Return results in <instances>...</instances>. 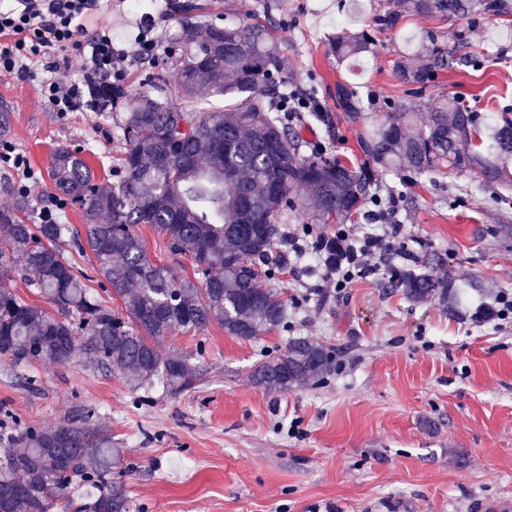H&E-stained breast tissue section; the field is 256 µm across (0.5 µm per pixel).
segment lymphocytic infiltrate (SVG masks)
<instances>
[{"label": "lymphocytic infiltrate", "mask_w": 512, "mask_h": 512, "mask_svg": "<svg viewBox=\"0 0 512 512\" xmlns=\"http://www.w3.org/2000/svg\"><path fill=\"white\" fill-rule=\"evenodd\" d=\"M97 0H15L0 9V73L38 79L44 105L64 115L87 107L85 88L101 78L124 79L126 62L155 54L158 41L150 31L138 33L126 48H115L109 32L86 34L84 20ZM82 59V79L68 81L63 71L70 53ZM398 201L389 198L376 233L353 226L333 232H316L311 241L296 233L288 235V249L296 260L313 255L318 262L319 280L313 289L328 297L341 292L366 271L389 269V256L396 238L405 227L396 215Z\"/></svg>", "instance_id": "obj_1"}]
</instances>
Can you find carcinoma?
I'll use <instances>...</instances> for the list:
<instances>
[{
  "label": "carcinoma",
  "mask_w": 512,
  "mask_h": 512,
  "mask_svg": "<svg viewBox=\"0 0 512 512\" xmlns=\"http://www.w3.org/2000/svg\"><path fill=\"white\" fill-rule=\"evenodd\" d=\"M218 8L212 0H169V16L181 28L177 89L188 99L236 97L234 108L192 113L174 105L165 60L153 63L149 86L138 92L106 79L90 85L94 101L116 110L123 176L100 181L83 152L66 146L53 151L50 183L58 199L82 211L83 234L57 220L34 223L33 190L3 182L15 204L0 208V280L17 269L49 304L26 301L0 283V360L24 371L31 391L41 383L36 367L67 366L84 353V367L118 370L138 389L192 387L201 376L193 355H163L154 340L176 329L200 332L213 322L239 339L280 326L283 301L253 267L244 266V258L269 261L282 213L297 191L313 199L327 221L351 217L369 199V172L324 153L301 156V143L288 126L291 107L272 27L249 18L223 25ZM511 12L509 0H393L373 25L401 30L411 16L453 21ZM371 44L364 29L336 34L329 48L345 61ZM479 66V57L467 51L465 33L448 43L427 30L396 62V71L418 93L445 70ZM338 98L350 120L361 118L365 105L358 91L341 87ZM409 118L410 106H395L389 120L363 138L365 155L417 176L448 167L473 173L482 185L509 189L511 119H502L483 157L472 149L477 112L458 98L442 99L424 128L412 134L404 131ZM140 224L152 225L168 236L172 252L190 257L202 284L153 263L134 231ZM68 247L93 267L121 309L95 292L93 277L65 256ZM397 284L415 301L448 296V287L421 268L400 270ZM335 362L333 351L299 338L258 365L253 377L268 387L289 388L321 378ZM97 414L76 404L58 425L43 428L3 411L0 512H68L74 486L91 488L78 512H122L124 501L112 494V432L89 425Z\"/></svg>",
  "instance_id": "carcinoma-1"
}]
</instances>
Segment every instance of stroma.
<instances>
[{
	"mask_svg": "<svg viewBox=\"0 0 512 512\" xmlns=\"http://www.w3.org/2000/svg\"><path fill=\"white\" fill-rule=\"evenodd\" d=\"M222 3L225 21L270 20L289 89L313 84L326 114L320 121L301 113L294 128L349 166L370 167L360 136L387 120L388 102L415 103L421 127L444 95L457 96L480 112L482 143L503 107H512V14L476 22L414 16L403 30L375 32L368 52L341 63L329 51L331 37L367 28L389 0ZM166 4L99 0L87 30L111 31L122 47L152 27L164 58L181 33L164 21ZM428 29L447 39L468 31L482 65L440 75L416 98L394 62L408 38ZM341 86L373 99L361 121L346 119ZM1 112L43 197L54 194L48 170L57 146L83 149L101 178L120 163L119 130L90 110L50 112L38 81L0 74ZM372 169V192L398 196L406 226L392 263L449 281L462 291L467 317L451 315L437 296L411 300L379 274L356 278L326 300L307 291L311 276L284 266L265 281L285 305L281 327L237 339L213 324L157 340L160 353H192L204 366L189 389L136 390L121 372L103 375L76 362L40 366V388L31 392L0 362V407L42 427L60 422L72 405L98 408L118 459L112 489L128 512H491L512 504V326L472 316L498 293H512V202L468 172ZM136 232L153 263L193 276L190 260L173 254L152 226ZM298 337L334 348L335 371L286 390L256 384L254 369Z\"/></svg>",
	"mask_w": 512,
	"mask_h": 512,
	"instance_id": "obj_1",
	"label": "stroma"
}]
</instances>
